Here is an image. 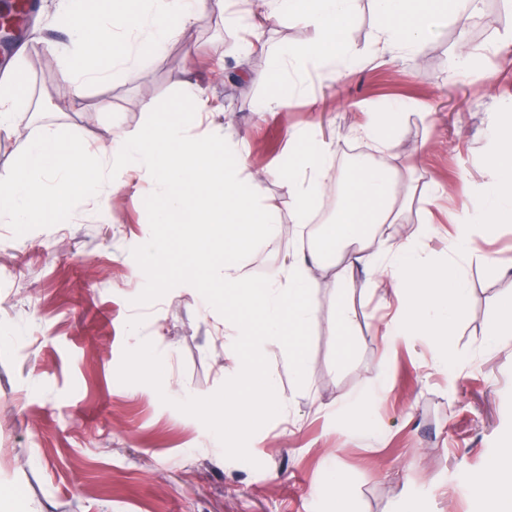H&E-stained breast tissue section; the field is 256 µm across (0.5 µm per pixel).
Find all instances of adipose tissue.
<instances>
[{
	"mask_svg": "<svg viewBox=\"0 0 512 512\" xmlns=\"http://www.w3.org/2000/svg\"><path fill=\"white\" fill-rule=\"evenodd\" d=\"M227 0H61L63 15L80 51L59 71L72 83L75 99H82L86 85L108 80L112 73L134 75L146 61L180 30L189 27L206 11L225 13ZM357 0H262L267 20L286 19L311 28L307 42L289 46L270 63L272 74L283 66L313 59L327 72L345 61L348 47L345 31L356 16ZM384 19L375 40L378 52L415 54L422 46L433 19L446 12L448 0H374ZM400 115L392 106L375 113L358 129L371 142L370 159L350 165L341 181H333L330 141L312 133L299 134L302 157L280 171L294 200L292 221L305 224L318 198L338 190L340 203L332 219L330 237L345 254L336 272L337 283H345L349 270L362 267L369 273V286L389 284L404 298L402 322L407 330L427 332L434 338L447 337L456 314L468 303L463 276L447 265L429 262L420 247L423 230L406 242L389 244L379 253L364 244L400 223L409 198L398 192L403 177L391 153V132ZM487 163L495 178L481 190V207L473 221L454 227L452 248L467 254L476 236H490L500 223L512 221V117L501 119L491 131Z\"/></svg>",
	"mask_w": 512,
	"mask_h": 512,
	"instance_id": "obj_1",
	"label": "adipose tissue"
}]
</instances>
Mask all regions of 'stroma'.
Listing matches in <instances>:
<instances>
[{"instance_id":"1","label":"stroma","mask_w":512,"mask_h":512,"mask_svg":"<svg viewBox=\"0 0 512 512\" xmlns=\"http://www.w3.org/2000/svg\"><path fill=\"white\" fill-rule=\"evenodd\" d=\"M60 7L39 0L36 15L21 20L23 38L0 51V81L22 75L31 109L27 123L0 132V175L22 139L69 130L95 146L134 134L147 103L198 82L214 110L189 135L235 144L247 157L242 181L262 177L278 209L276 237L241 269L273 280L281 256L307 251L321 229L292 224L293 201L274 176L297 153L293 133L331 140L340 176L359 145L356 128L400 101L392 152L418 185L438 186L439 198L415 195L387 234L400 242L425 227L427 256L457 262L469 300L445 343L399 330L385 337L380 329L398 307L389 286L367 287L356 269L341 288L335 267L314 268L305 382L296 385L278 341L266 345L282 410L251 437L250 465L227 459L212 432L173 406L233 377L238 356L225 318L186 284L152 304L135 302L145 275L131 250L150 235L148 179L118 174L116 194L86 199L62 226L18 237L0 222V512H493L481 488L491 463L512 449V335L488 331L499 294L512 291V223L479 241L477 258L456 260L448 244L491 178L489 130L512 110V65L497 50L512 31V6L479 38L460 27V13L437 17L418 54L392 60L373 57L381 18L373 0H358L344 35L349 61L333 79L308 67L304 94L282 112L257 106L272 85L271 56L308 40L304 26L255 14L263 34L246 54V30L205 13L134 76L87 86L75 110L55 55L31 57L35 45L76 51ZM462 46L484 54L485 70L449 79ZM340 301L351 311L347 358L338 357L333 330ZM145 339L162 356L170 404L148 385L117 379L124 349ZM445 351L447 370H435ZM337 480L345 499L336 497Z\"/></svg>"}]
</instances>
